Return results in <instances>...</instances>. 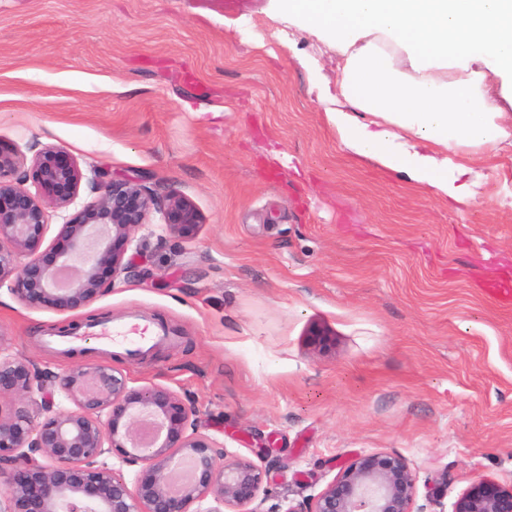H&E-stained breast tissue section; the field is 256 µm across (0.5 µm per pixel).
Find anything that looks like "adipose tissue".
<instances>
[{
  "label": "adipose tissue",
  "mask_w": 512,
  "mask_h": 512,
  "mask_svg": "<svg viewBox=\"0 0 512 512\" xmlns=\"http://www.w3.org/2000/svg\"><path fill=\"white\" fill-rule=\"evenodd\" d=\"M289 21L343 57L325 113L355 157L458 204L481 184L465 153L512 144V0H279Z\"/></svg>",
  "instance_id": "adipose-tissue-1"
}]
</instances>
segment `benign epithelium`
Returning <instances> with one entry per match:
<instances>
[{"mask_svg":"<svg viewBox=\"0 0 512 512\" xmlns=\"http://www.w3.org/2000/svg\"><path fill=\"white\" fill-rule=\"evenodd\" d=\"M23 161L0 150V284L12 279L10 291L23 303L89 306L128 273L133 235L154 212L184 240L202 224L183 194L171 192L159 207L140 181L106 182L95 166L84 170L53 149L32 160V193L8 180ZM85 179L101 183L102 193L80 205ZM51 212L60 219L55 267L41 255ZM57 394L73 408L58 407ZM124 465L136 467L130 482ZM265 476L200 431L195 408L171 389H132L106 363L51 374L0 340V512H251ZM415 482L397 454H356L309 510L287 512H414ZM206 500V509L191 510ZM453 512H512V486L481 479Z\"/></svg>","mask_w":512,"mask_h":512,"instance_id":"1","label":"benign epithelium"}]
</instances>
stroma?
Masks as SVG:
<instances>
[{
    "label": "stroma",
    "instance_id": "obj_1",
    "mask_svg": "<svg viewBox=\"0 0 512 512\" xmlns=\"http://www.w3.org/2000/svg\"><path fill=\"white\" fill-rule=\"evenodd\" d=\"M343 65L276 0H0V147L61 150L202 216L190 242L140 228L134 271L87 308L1 286L0 336L46 371L106 362L188 399L268 469L255 512L309 506L377 452L406 459L416 512H453L478 480L512 485V303L485 290L512 280V146L471 206L430 198L328 125ZM131 319L167 340L99 343Z\"/></svg>",
    "mask_w": 512,
    "mask_h": 512
}]
</instances>
